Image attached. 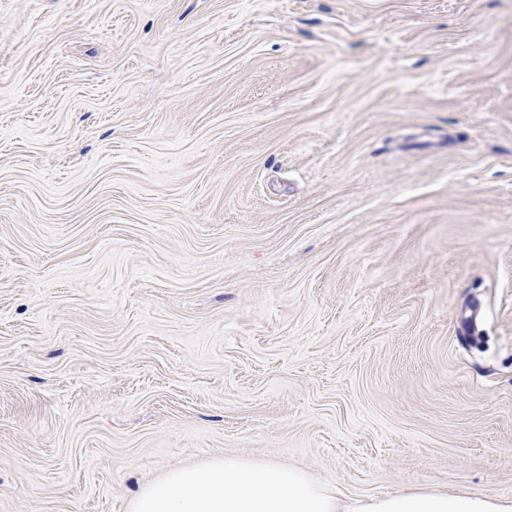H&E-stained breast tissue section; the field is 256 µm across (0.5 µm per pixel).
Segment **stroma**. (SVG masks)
I'll return each instance as SVG.
<instances>
[{
	"label": "stroma",
	"instance_id": "obj_1",
	"mask_svg": "<svg viewBox=\"0 0 512 512\" xmlns=\"http://www.w3.org/2000/svg\"><path fill=\"white\" fill-rule=\"evenodd\" d=\"M216 456L512 499V0H0V512Z\"/></svg>",
	"mask_w": 512,
	"mask_h": 512
}]
</instances>
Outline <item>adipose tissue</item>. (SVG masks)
<instances>
[{
  "label": "adipose tissue",
  "mask_w": 512,
  "mask_h": 512,
  "mask_svg": "<svg viewBox=\"0 0 512 512\" xmlns=\"http://www.w3.org/2000/svg\"><path fill=\"white\" fill-rule=\"evenodd\" d=\"M130 512H512V500L430 490L352 497L299 468L224 456L147 483Z\"/></svg>",
  "instance_id": "obj_1"
}]
</instances>
